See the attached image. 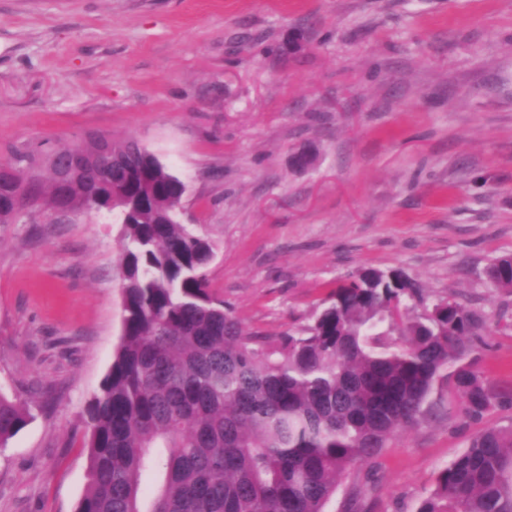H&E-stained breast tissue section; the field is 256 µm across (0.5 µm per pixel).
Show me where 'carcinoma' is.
I'll use <instances>...</instances> for the list:
<instances>
[{
  "instance_id": "obj_1",
  "label": "carcinoma",
  "mask_w": 512,
  "mask_h": 512,
  "mask_svg": "<svg viewBox=\"0 0 512 512\" xmlns=\"http://www.w3.org/2000/svg\"><path fill=\"white\" fill-rule=\"evenodd\" d=\"M62 151L78 167L65 179L53 168L32 200L110 213L114 194L148 198L117 213L124 317L87 409L77 512H328L341 476L418 423L436 384L472 420L503 403L475 368L478 323L463 304L429 307L403 271L363 268L300 332L249 333L208 288L214 246L179 222L176 175L132 138ZM9 152L3 198L21 191L18 168L40 164L27 147ZM487 275L512 292V255ZM30 419L0 392V448ZM416 512H512V426L476 433Z\"/></svg>"
}]
</instances>
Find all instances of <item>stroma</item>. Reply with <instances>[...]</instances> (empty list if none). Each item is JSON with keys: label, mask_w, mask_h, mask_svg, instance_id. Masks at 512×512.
I'll list each match as a JSON object with an SVG mask.
<instances>
[{"label": "stroma", "mask_w": 512, "mask_h": 512, "mask_svg": "<svg viewBox=\"0 0 512 512\" xmlns=\"http://www.w3.org/2000/svg\"><path fill=\"white\" fill-rule=\"evenodd\" d=\"M135 138L187 185L211 292L247 331H299L364 267L477 316L475 367L512 396V0H0V160ZM308 149V167L293 156ZM122 226L26 207L0 224V392L32 418L0 449V512H75L86 410L121 335ZM482 420L436 386L346 475L331 512H416ZM487 275L496 288L512 292V255L497 258L488 268Z\"/></svg>", "instance_id": "1"}]
</instances>
